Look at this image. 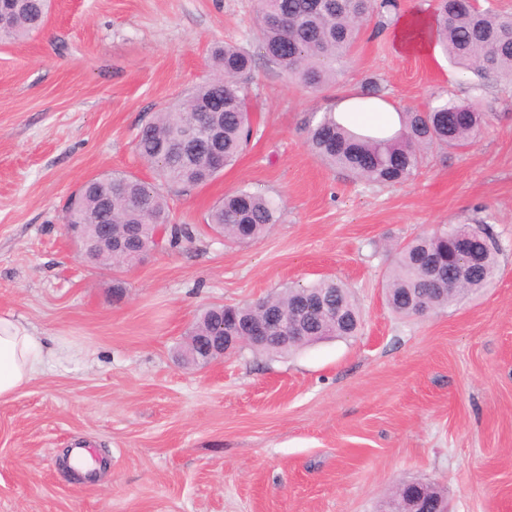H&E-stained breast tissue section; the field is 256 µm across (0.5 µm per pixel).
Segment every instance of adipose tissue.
<instances>
[{
	"label": "adipose tissue",
	"mask_w": 512,
	"mask_h": 512,
	"mask_svg": "<svg viewBox=\"0 0 512 512\" xmlns=\"http://www.w3.org/2000/svg\"><path fill=\"white\" fill-rule=\"evenodd\" d=\"M430 14L413 11L404 15L392 32L396 48L403 52L430 54ZM334 110L339 120L362 122L364 128L397 129L396 108L386 100L363 99L352 92L338 98ZM48 350L44 337L22 325L12 314H0V399L14 395L29 384L43 368Z\"/></svg>",
	"instance_id": "ef3b65f1"
}]
</instances>
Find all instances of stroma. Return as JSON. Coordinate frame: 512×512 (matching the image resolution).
<instances>
[{
    "label": "stroma",
    "instance_id": "stroma-1",
    "mask_svg": "<svg viewBox=\"0 0 512 512\" xmlns=\"http://www.w3.org/2000/svg\"><path fill=\"white\" fill-rule=\"evenodd\" d=\"M255 9L52 0L43 30L0 44V313L50 350L29 385L0 400V512H376L401 480L437 484L450 512H512V86L477 93L488 123L468 147L434 150L403 184L358 182L308 150L305 117L370 77L400 109L475 94L444 56L400 54L370 19L333 88L255 70L245 152L214 181L169 195L192 242L112 269L68 240L65 206L84 181L152 180L134 153L141 123L203 80L215 46L255 51ZM241 187L281 207L246 245L206 224ZM479 222L500 248L494 284L445 312L392 313L391 244ZM321 279L351 289L358 336L183 362L205 307ZM80 445L94 453L88 479L63 464Z\"/></svg>",
    "mask_w": 512,
    "mask_h": 512
}]
</instances>
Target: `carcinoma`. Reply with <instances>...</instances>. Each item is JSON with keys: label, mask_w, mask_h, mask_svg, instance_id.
Listing matches in <instances>:
<instances>
[{"label": "carcinoma", "mask_w": 512, "mask_h": 512, "mask_svg": "<svg viewBox=\"0 0 512 512\" xmlns=\"http://www.w3.org/2000/svg\"><path fill=\"white\" fill-rule=\"evenodd\" d=\"M50 7L51 0H5L3 10L10 22L0 28V41H19L40 31ZM396 8V0H257L259 56L304 87H332L337 66L359 40L363 22ZM432 17L435 45L459 66L461 75L512 84V12L436 0ZM254 67V56L236 45L214 49L208 78L139 129L134 151L153 170L156 183L125 173L96 177L72 195L74 203L65 210L63 223L110 224L112 233L132 251L161 227L165 247L191 241L188 225L170 223L160 187L188 191L237 161L253 134L245 84ZM399 116L401 128L391 136L357 134L337 122L332 112L309 116L303 131L310 151L330 166L369 184L388 185L409 180L435 148L467 147L487 125V113L479 103L441 94L427 109H405ZM187 128L196 130V137L184 144L179 134ZM279 219L273 199L240 188L212 207L206 224L224 238L244 244L263 237ZM394 253L385 294L391 310L404 317L456 306L489 287L499 271V248L483 224H458L416 235L397 244ZM321 300L339 306L336 316L304 309ZM272 311L294 319L298 326L288 342L277 330L251 346L272 355L353 337L361 325L359 308L343 285L320 280L290 286L251 305L204 309L189 332L191 342L183 347L186 361L196 362V342L221 335L222 323L255 322Z\"/></svg>", "instance_id": "obj_1"}]
</instances>
